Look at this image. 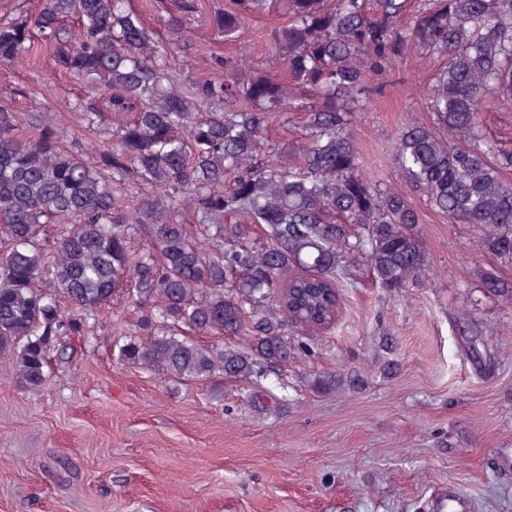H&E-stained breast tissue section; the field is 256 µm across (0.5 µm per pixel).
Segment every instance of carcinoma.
<instances>
[{"instance_id": "cac0c4a2", "label": "carcinoma", "mask_w": 512, "mask_h": 512, "mask_svg": "<svg viewBox=\"0 0 512 512\" xmlns=\"http://www.w3.org/2000/svg\"><path fill=\"white\" fill-rule=\"evenodd\" d=\"M149 4L166 6L163 35L131 0H40L35 12L0 18V66L46 50L93 92L77 103L81 127L99 129L108 110L116 122L85 157L51 124L0 107V352L15 356L19 387L45 381L56 337L83 332L119 286L149 309V339L119 345L123 359L169 377L274 373L309 352L290 336L296 319L335 318L353 253L390 290L424 270L413 190L512 261V149L488 140L481 120L512 108V0ZM273 8L284 22L266 46L284 75L213 50L206 74L182 80L172 70L175 58L188 65L173 39L186 25L236 44ZM410 50L438 62L426 101L435 122L401 128L400 182L382 186L361 172L350 117L384 93L374 77ZM285 112L304 116L291 159L265 137ZM144 184L154 191L143 197L135 186ZM253 224L264 227L261 248ZM138 231L141 254L131 246ZM482 286L512 301L511 281L485 273ZM212 333L247 336L249 347L190 338Z\"/></svg>"}]
</instances>
